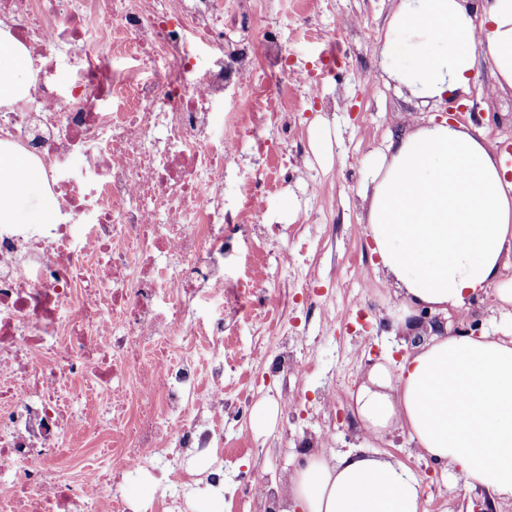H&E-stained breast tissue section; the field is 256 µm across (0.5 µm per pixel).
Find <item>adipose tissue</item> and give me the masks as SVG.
I'll use <instances>...</instances> for the list:
<instances>
[{"mask_svg":"<svg viewBox=\"0 0 512 512\" xmlns=\"http://www.w3.org/2000/svg\"><path fill=\"white\" fill-rule=\"evenodd\" d=\"M512 89V0H399L380 62L413 98L468 92L479 62ZM24 51L0 30V107L28 84ZM29 160L0 153V224H44L51 204ZM367 224L382 270L404 308H465L501 282L512 259V160L462 125L432 122L390 139L365 189ZM364 439L408 430L421 455L452 469L494 512L512 506V336L436 335L397 370L372 367L353 397ZM285 512H425L414 473L356 448L306 458L290 479Z\"/></svg>","mask_w":512,"mask_h":512,"instance_id":"adipose-tissue-1","label":"adipose tissue"}]
</instances>
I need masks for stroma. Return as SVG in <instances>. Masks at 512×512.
I'll return each instance as SVG.
<instances>
[{
	"label": "stroma",
	"instance_id": "35a3bbf8",
	"mask_svg": "<svg viewBox=\"0 0 512 512\" xmlns=\"http://www.w3.org/2000/svg\"><path fill=\"white\" fill-rule=\"evenodd\" d=\"M397 0H224V35L252 47L275 41L287 71L255 72L250 84L229 90L228 112H255L277 84L288 85L286 114L269 136V159L243 139L226 185L234 204L239 181L264 164L276 166L279 189L263 203L273 224L259 244L251 287L288 291V334L311 370L281 379L267 376L276 348L260 324H242L234 333L240 370L258 387L241 417L225 421L224 448L233 454L224 483L202 484L191 512H250L255 482L275 484L292 476L306 457L300 443L315 428L330 430L327 454L356 447L358 427L351 396L373 365L397 369L413 352L405 333L393 326L402 308L378 266L366 230L363 189L372 163L389 137L429 123L445 110L399 93L381 69L379 50ZM493 151L512 155V90L497 91L488 66H480L465 103L454 114ZM327 126L326 147L313 145L315 126ZM448 334L501 336L512 332V316L493 298L445 312ZM296 399L295 417L278 412L281 389ZM277 410L274 424L255 428L256 408ZM112 414V395L75 403L70 411L79 431L70 436L71 477L79 482L108 467L99 456L91 427ZM369 448L408 466L419 479L426 512H473L484 498L458 488L451 472L421 457L409 432L392 430L370 440Z\"/></svg>",
	"mask_w": 512,
	"mask_h": 512
}]
</instances>
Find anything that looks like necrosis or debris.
I'll return each mask as SVG.
<instances>
[{"label": "necrosis or debris", "instance_id": "necrosis-or-debris-1", "mask_svg": "<svg viewBox=\"0 0 512 512\" xmlns=\"http://www.w3.org/2000/svg\"><path fill=\"white\" fill-rule=\"evenodd\" d=\"M86 0H0V24L28 53L33 80L0 109V150L22 149L58 201L53 223L0 225V512H133L108 475L77 484L63 457L73 384L102 393L133 368L130 405L103 426L124 447L115 469L158 480L146 453L223 445L224 417L243 389L225 384L224 334L261 322L277 373L306 368L284 329L288 301L224 275L229 242L269 214L254 180L224 208L242 135L268 151L269 112L214 109L231 82L252 77L246 50L224 36L223 0H112V21L87 41ZM211 62L196 72L200 50ZM72 62L56 79L59 55ZM180 337L178 354L169 340ZM208 337L209 386L198 391L197 337ZM178 420L165 432L161 414Z\"/></svg>", "mask_w": 512, "mask_h": 512}]
</instances>
